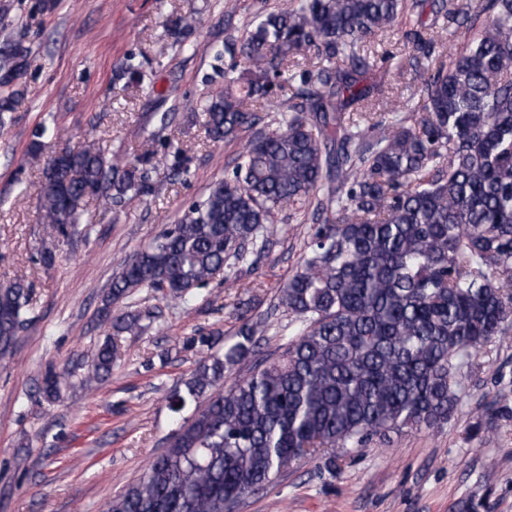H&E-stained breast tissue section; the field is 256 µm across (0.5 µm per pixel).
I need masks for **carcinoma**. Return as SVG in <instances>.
<instances>
[{"mask_svg":"<svg viewBox=\"0 0 512 512\" xmlns=\"http://www.w3.org/2000/svg\"><path fill=\"white\" fill-rule=\"evenodd\" d=\"M426 0H290L260 11L237 40L224 85L208 93L213 141L247 134L224 180L186 207L112 280L101 318L135 335L156 317L112 310L138 288L185 303L216 277L238 282L256 248L277 234L276 210L310 225L299 267L279 288L292 317L277 358L224 385L255 353L267 323L239 314L224 351L203 360L168 397L167 448L103 512H225L288 467L335 448H359L404 428H440L457 403L461 370L512 329V0H480L476 15L442 0L441 33L480 21L453 52L414 33L418 105L377 116L385 90L367 83L360 48ZM0 49L8 87L25 65ZM289 93L266 120L274 89ZM155 154L110 162L99 148H63L45 164L41 220L56 243L79 234L89 200L134 205L157 192ZM30 288L0 286V352L26 318ZM116 346L91 352L89 385L111 374ZM68 372L48 366L37 393L59 398ZM204 403H199V399Z\"/></svg>","mask_w":512,"mask_h":512,"instance_id":"obj_1","label":"carcinoma"}]
</instances>
